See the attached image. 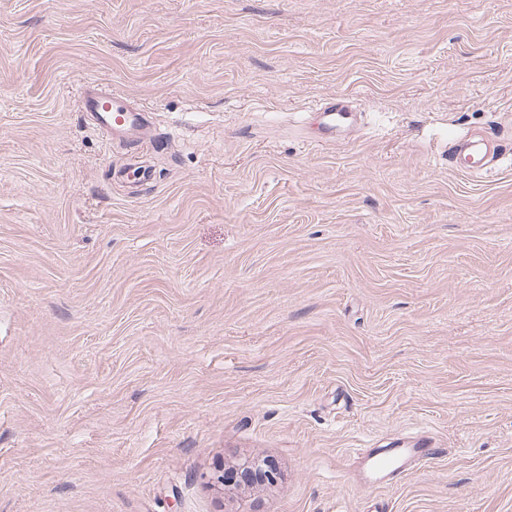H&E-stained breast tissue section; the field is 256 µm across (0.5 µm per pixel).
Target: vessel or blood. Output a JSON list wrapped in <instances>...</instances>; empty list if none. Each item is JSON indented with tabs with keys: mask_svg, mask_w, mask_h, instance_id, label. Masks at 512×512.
Returning <instances> with one entry per match:
<instances>
[{
	"mask_svg": "<svg viewBox=\"0 0 512 512\" xmlns=\"http://www.w3.org/2000/svg\"><path fill=\"white\" fill-rule=\"evenodd\" d=\"M79 103L93 124L112 139L121 141L129 130L143 132L148 128L142 108L126 95L85 85L79 90ZM318 112L321 116L320 130L327 139L336 133L349 115L348 109L333 99L321 103ZM442 454V449L417 442L408 447L370 448L360 454L358 461L364 464L369 474L370 486L378 487L413 469L419 462Z\"/></svg>",
	"mask_w": 512,
	"mask_h": 512,
	"instance_id": "1",
	"label": "vessel or blood"
}]
</instances>
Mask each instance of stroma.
Masks as SVG:
<instances>
[{"label":"stroma","mask_w":512,"mask_h":512,"mask_svg":"<svg viewBox=\"0 0 512 512\" xmlns=\"http://www.w3.org/2000/svg\"><path fill=\"white\" fill-rule=\"evenodd\" d=\"M381 507L512 512V0H0V512ZM79 103L82 112H86L93 124L111 136L112 142H125V135L131 129H138L146 136L148 123L143 112L123 94L108 92L92 85H83L79 90ZM316 112L321 116L319 128L323 134V140L326 141L336 133L344 121L348 120L351 111L340 104L339 100L332 99L321 103ZM462 154L466 159H472L473 163H478L479 167H486L496 160L498 155L497 146L493 148L491 158H488L487 148L479 141L471 140L469 137L460 141L458 145V155ZM444 454L442 448H435L417 441L408 447L368 448L360 454L357 462L364 464L370 487L388 485V481L413 469L421 461L438 458ZM230 481L234 480L243 486H253L262 484H273L279 479V472L273 462L263 459L244 460L232 471L229 476L225 477Z\"/></svg>","instance_id":"35a3bbf8"}]
</instances>
